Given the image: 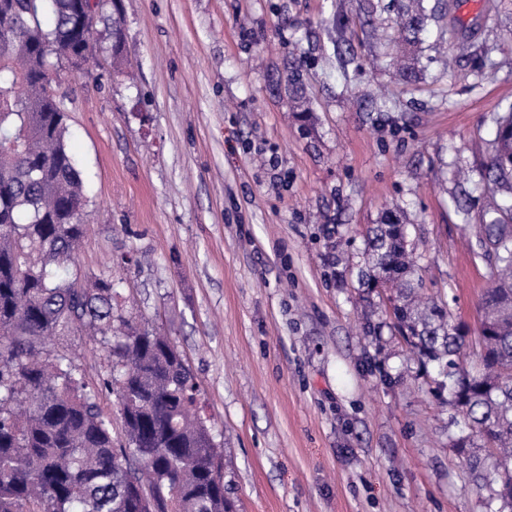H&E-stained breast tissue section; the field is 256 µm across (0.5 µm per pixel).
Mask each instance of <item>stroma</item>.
<instances>
[{"label":"stroma","instance_id":"obj_1","mask_svg":"<svg viewBox=\"0 0 512 512\" xmlns=\"http://www.w3.org/2000/svg\"><path fill=\"white\" fill-rule=\"evenodd\" d=\"M424 5L408 80L391 0H112L95 75L56 65L89 181L77 272L186 356L238 512L500 510L357 278L398 213L426 293L479 328L512 0Z\"/></svg>","mask_w":512,"mask_h":512}]
</instances>
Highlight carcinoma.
<instances>
[{"instance_id": "cac0c4a2", "label": "carcinoma", "mask_w": 512, "mask_h": 512, "mask_svg": "<svg viewBox=\"0 0 512 512\" xmlns=\"http://www.w3.org/2000/svg\"><path fill=\"white\" fill-rule=\"evenodd\" d=\"M108 2L0 0V512H235L224 454L183 353L115 309L112 278L68 276L87 194L50 56L92 74L96 26L85 9L104 21ZM398 18L409 79L427 19L422 0ZM488 169L487 183L512 198L511 112L497 123ZM402 227L387 216L367 228L360 286L394 304L393 328L420 369H459L430 393L485 429L467 436L469 448L493 441L512 497V237L493 249L482 335L469 351L448 302L422 299ZM477 228L487 246L512 225L495 217ZM85 335L98 337L108 362L97 385L67 349L52 347ZM103 388L119 406V435L99 407Z\"/></svg>"}]
</instances>
